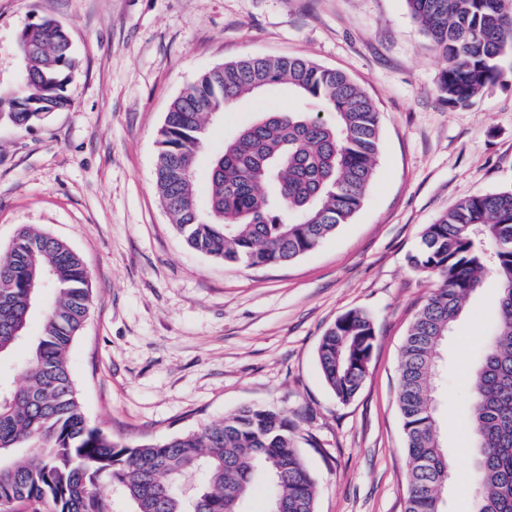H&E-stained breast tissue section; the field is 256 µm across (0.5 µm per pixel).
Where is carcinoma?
<instances>
[{"label": "carcinoma", "instance_id": "obj_1", "mask_svg": "<svg viewBox=\"0 0 512 512\" xmlns=\"http://www.w3.org/2000/svg\"><path fill=\"white\" fill-rule=\"evenodd\" d=\"M444 61L438 92L467 107L504 78L512 49V0H405ZM18 86L0 90V126L27 128L71 106L75 67L66 29L41 16L15 43ZM286 84L297 103L265 112L210 158L208 204L193 174L209 120L242 98ZM322 103L331 118L312 113ZM159 198L187 245L227 264L291 262L349 222L372 181L380 124L346 74L313 61L248 57L203 73L174 99L158 131ZM435 287L405 337L397 400L409 461L405 512H442L450 470L438 436L432 379L438 345L486 277L499 289L497 318L472 382L470 427L477 466L474 512H512V189L477 193L425 225L408 255ZM55 298L30 342L25 383L0 389V504L26 512H112L101 489L119 488L134 512H242L258 480L270 510L316 512L315 481L295 445L294 421L255 404L165 440L130 447L86 420L67 352L91 305L87 270L64 241L21 230L0 257V359L26 338L40 293ZM376 340L371 317L350 311L322 336L317 359L341 402L360 390Z\"/></svg>", "mask_w": 512, "mask_h": 512}]
</instances>
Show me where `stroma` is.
I'll return each instance as SVG.
<instances>
[{
    "instance_id": "obj_1",
    "label": "stroma",
    "mask_w": 512,
    "mask_h": 512,
    "mask_svg": "<svg viewBox=\"0 0 512 512\" xmlns=\"http://www.w3.org/2000/svg\"><path fill=\"white\" fill-rule=\"evenodd\" d=\"M67 28L78 60L72 106L0 127V255L24 228L82 258L92 303L67 367L88 422L131 445L218 421L248 404L288 412L316 479L317 512H404L407 457L397 403L401 348L433 289L407 256L425 225L474 193L512 189V54L505 77L467 107L437 91L443 64L405 0H0V88L36 17ZM285 56L342 71L381 124L374 178L350 223L286 263L243 267L189 248L159 199L154 160L173 100L245 57ZM287 89L241 100L211 126L196 169ZM487 280L441 344L438 431L451 463L444 512H470L475 458L461 442L469 376L496 317ZM374 319L368 374L336 400L317 364L348 311Z\"/></svg>"
}]
</instances>
